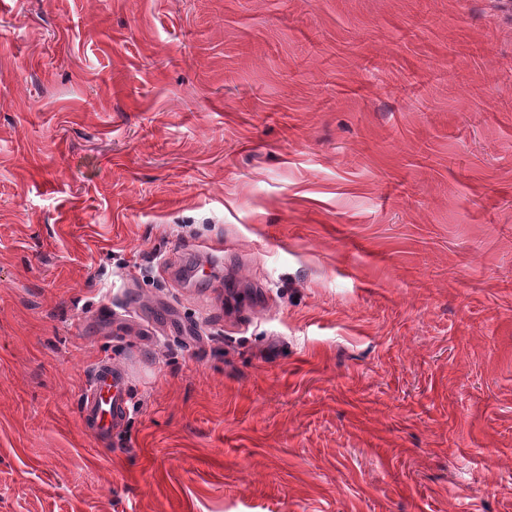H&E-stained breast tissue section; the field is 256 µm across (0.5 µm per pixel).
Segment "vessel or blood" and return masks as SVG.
I'll return each mask as SVG.
<instances>
[{"instance_id":"vessel-or-blood-1","label":"vessel or blood","mask_w":512,"mask_h":512,"mask_svg":"<svg viewBox=\"0 0 512 512\" xmlns=\"http://www.w3.org/2000/svg\"><path fill=\"white\" fill-rule=\"evenodd\" d=\"M126 409L127 386L121 369L106 363L96 365L80 404L83 429L99 441H107Z\"/></svg>"}]
</instances>
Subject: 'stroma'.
I'll use <instances>...</instances> for the list:
<instances>
[{"label":"stroma","instance_id":"35a3bbf8","mask_svg":"<svg viewBox=\"0 0 512 512\" xmlns=\"http://www.w3.org/2000/svg\"><path fill=\"white\" fill-rule=\"evenodd\" d=\"M0 512H512V0H0ZM79 416L83 429L99 441L112 436L113 426L127 409V386L121 368L96 365L82 396Z\"/></svg>","mask_w":512,"mask_h":512}]
</instances>
